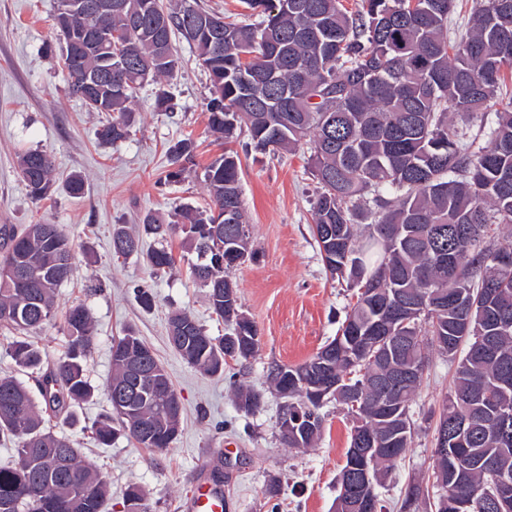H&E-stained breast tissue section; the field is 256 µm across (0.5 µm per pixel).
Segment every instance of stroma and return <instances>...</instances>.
I'll return each mask as SVG.
<instances>
[{"mask_svg":"<svg viewBox=\"0 0 512 512\" xmlns=\"http://www.w3.org/2000/svg\"><path fill=\"white\" fill-rule=\"evenodd\" d=\"M56 6L57 0H0V225H61L78 252L73 278L56 292L54 319L32 340L58 357L67 345L65 310L81 302L94 317V348L86 365L94 395L74 408L71 419H52L51 429L77 441L83 460L105 475L106 512H127L125 491L131 485L144 491L150 512H179L196 484L214 474L230 512H333L350 419L341 406L328 402L317 445L288 447L276 428L279 400L268 377L273 366L301 364L333 339L352 301L344 283L326 271L313 235L316 183L308 145L241 158L256 256L232 270L231 279L260 342L252 358L228 360L223 374H207L184 361L167 336L168 317L180 310L190 312L210 336L231 331L192 279L194 256L187 253L182 233L176 230L167 238L177 264L160 278L146 261L157 240L143 238L140 254L127 258L112 252L114 225L138 224L148 213L171 223L182 207L206 206L209 194L202 177L171 184L163 178L171 141L193 137L201 168L222 150L206 131L207 76L192 48L177 42L181 67L165 83L175 103L173 113L156 111L155 87L145 85L132 104L135 118L127 138L103 142L98 137L103 114L68 91L55 42ZM30 149L46 151L55 162L54 185L42 201L31 197L17 167L19 155ZM73 174L85 179L82 196H71L66 188ZM138 286L154 293L152 309L137 302ZM129 329L153 348L182 404L180 431L163 450L140 447L123 435L104 448L90 431L111 410L106 381L112 342ZM425 354L424 379L411 405L416 433L394 464L385 512H398L401 489L427 481L430 473L434 412L450 389L454 368L434 346H426ZM237 383L263 393L260 409L247 413L238 407L233 397ZM272 487L279 490L273 498L268 495Z\"/></svg>","mask_w":512,"mask_h":512,"instance_id":"35a3bbf8","label":"stroma"}]
</instances>
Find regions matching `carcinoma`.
Masks as SVG:
<instances>
[{
    "mask_svg": "<svg viewBox=\"0 0 512 512\" xmlns=\"http://www.w3.org/2000/svg\"><path fill=\"white\" fill-rule=\"evenodd\" d=\"M350 12L341 0H242L258 18L251 24L223 23L221 35L210 24L224 19L199 0H118L110 13L92 20L63 19L57 11L58 47L75 37V49L62 59L97 72L111 57L112 70L101 79L92 110L110 117L99 132L105 141L126 138L131 104L150 70L158 85L155 108L167 112L171 97L162 81L172 76L179 57L172 42L178 34L197 51L208 74L207 128L230 144L247 132L257 153L292 149L310 143L312 176L317 183L314 234L319 250L333 256L326 266L332 278L356 291V302L330 342L335 375L348 379L333 395L352 415L349 447L362 437L402 435L394 450L377 457L378 487L386 489L393 463L410 447L416 425L410 403L426 369L423 337L455 364L453 386L445 396L436 426L465 427L468 446L458 467L433 460L432 484L413 483L403 492L399 510L412 512L419 502L437 496L471 494L472 512H490L485 500L498 475L512 479V267L499 262L512 256V243L494 244L500 234L512 237V110L495 113L475 145L455 114L487 109L512 72V56L501 54L512 43V0H480L457 40L449 34L455 0H364ZM196 144L189 138L169 145L171 169L166 182H179L192 161ZM19 174L36 200L53 184L54 161L42 150L18 160ZM238 152L226 148L205 166L210 193L207 210L183 208L181 231L196 281L208 288L213 312L237 329L244 312L237 288L224 263L230 251L245 263L254 258L241 190ZM371 220L366 228L357 219ZM43 231L27 224L0 227V326L16 333L10 355L19 366L36 371L31 389L14 377H0V434L15 440V459L0 465V512H103L109 487L105 477L81 459L66 434L46 430L45 414L69 412L94 394L86 375L93 350V317L83 304L65 316L67 348L48 360L28 339L55 316V293L76 267L73 241L58 224ZM176 225L151 214L141 232L117 224L113 253L139 252L140 234L164 238ZM357 265L343 262L345 254ZM156 273L175 264L161 247L148 256ZM25 272L17 283L11 269ZM490 287L493 293H484ZM381 322L385 339L380 354L350 361L352 326ZM171 347L188 363L210 373L224 371L228 349L246 360L257 350L258 334L208 335L187 312L170 318ZM316 352L288 371L298 383L270 372L280 398L281 415L301 411L313 417L297 431L281 435L290 448H312L322 435V406L309 400L315 383ZM112 375L106 385L113 414L93 425L96 440L110 446L120 433L143 448L162 450L176 439L181 402L167 371L152 348L133 332L114 340ZM142 389L129 405L143 430L129 424L116 400L117 390ZM370 383L364 405L353 412L358 386ZM240 409L262 406L259 393L240 389ZM387 400L392 412L381 419L376 404ZM66 451L59 463L57 449ZM346 467L338 474L335 512H356L343 489ZM128 512H149L144 493L131 486Z\"/></svg>",
    "mask_w": 512,
    "mask_h": 512,
    "instance_id": "carcinoma-1",
    "label": "carcinoma"
}]
</instances>
